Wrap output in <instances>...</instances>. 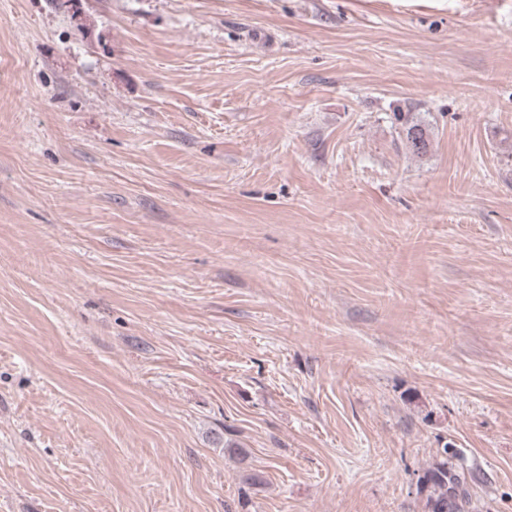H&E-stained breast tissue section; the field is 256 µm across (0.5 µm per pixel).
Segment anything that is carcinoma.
<instances>
[{
  "label": "carcinoma",
  "mask_w": 512,
  "mask_h": 512,
  "mask_svg": "<svg viewBox=\"0 0 512 512\" xmlns=\"http://www.w3.org/2000/svg\"><path fill=\"white\" fill-rule=\"evenodd\" d=\"M405 138L413 153H426L429 145L427 130L414 120L410 113L402 112ZM441 459L426 468L419 476V492L425 497L427 512H469L471 507V483L474 475L460 462V457L451 443L440 450Z\"/></svg>",
  "instance_id": "cac0c4a2"
}]
</instances>
